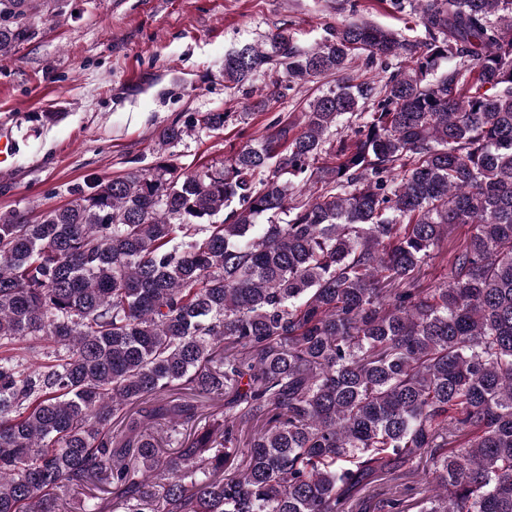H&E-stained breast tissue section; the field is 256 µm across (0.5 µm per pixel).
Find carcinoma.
<instances>
[{
  "instance_id": "1",
  "label": "carcinoma",
  "mask_w": 512,
  "mask_h": 512,
  "mask_svg": "<svg viewBox=\"0 0 512 512\" xmlns=\"http://www.w3.org/2000/svg\"><path fill=\"white\" fill-rule=\"evenodd\" d=\"M63 3L0 0V56ZM391 4L423 39L353 18L224 55L230 91L333 77L302 124L185 171L172 148L228 121L191 113L152 168L0 213V347L55 345L0 354V512L99 483L108 512H353L423 462L417 512H512V0ZM470 233V226L468 224L458 225L454 227L448 238L442 240L440 247L433 252V256L429 261L430 268L428 275L421 278L420 288H433L436 284L434 276L439 274L441 266L446 263L448 252L453 247L461 244ZM13 347H15V350L11 352L23 358L24 360L22 362L27 366L33 356H35L33 359H37L40 363L47 362V355L50 354L49 352L53 349V344L25 338L16 342Z\"/></svg>"
}]
</instances>
